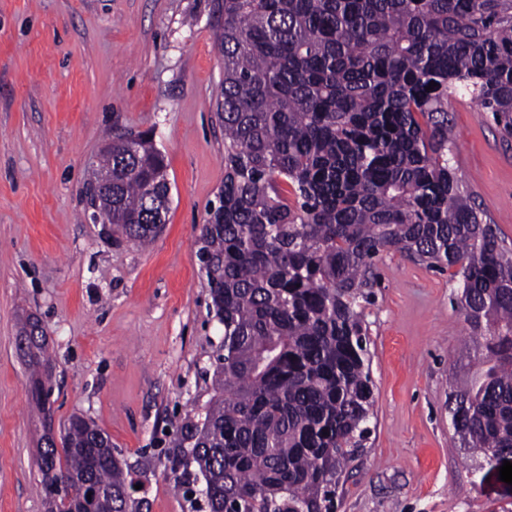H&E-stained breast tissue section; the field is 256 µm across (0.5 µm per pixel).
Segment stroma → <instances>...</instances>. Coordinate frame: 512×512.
<instances>
[{
  "mask_svg": "<svg viewBox=\"0 0 512 512\" xmlns=\"http://www.w3.org/2000/svg\"><path fill=\"white\" fill-rule=\"evenodd\" d=\"M214 0H0V512H46L44 424L92 419L145 485L150 512H195L201 490L173 433L211 395L222 327L196 256L224 183V78ZM454 161L512 243V137L457 99ZM152 136L167 162L166 224L146 248L87 217L86 187L113 129ZM365 320L370 432L336 512H512L448 416L474 372L457 284L396 250L376 261ZM38 320L46 411L17 338Z\"/></svg>",
  "mask_w": 512,
  "mask_h": 512,
  "instance_id": "obj_1",
  "label": "stroma"
}]
</instances>
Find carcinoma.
I'll list each match as a JSON object with an SVG mask.
<instances>
[{"label": "carcinoma", "mask_w": 512, "mask_h": 512, "mask_svg": "<svg viewBox=\"0 0 512 512\" xmlns=\"http://www.w3.org/2000/svg\"><path fill=\"white\" fill-rule=\"evenodd\" d=\"M224 186L200 232L223 327L212 395L181 426L209 512H334L374 397L363 303L389 249L450 271L479 369L449 398L461 444L512 458V249L452 164L448 102L512 136V0H217ZM438 83L426 90L430 82ZM112 131V238L152 243L164 154ZM36 324L19 345L37 364ZM94 512H147L82 415L40 439Z\"/></svg>", "instance_id": "obj_1"}]
</instances>
